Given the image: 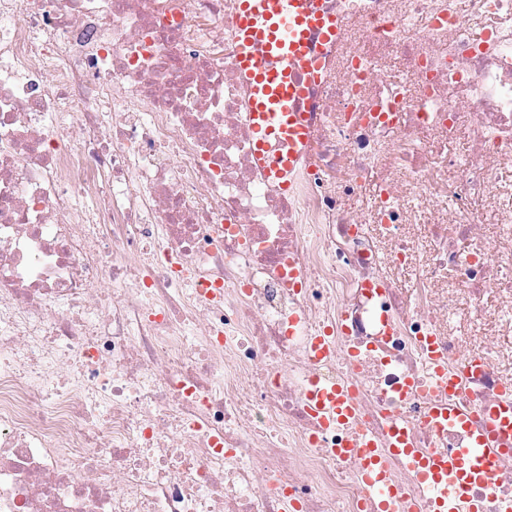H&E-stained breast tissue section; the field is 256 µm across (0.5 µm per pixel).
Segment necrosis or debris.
I'll use <instances>...</instances> for the list:
<instances>
[{
	"instance_id": "1",
	"label": "necrosis or debris",
	"mask_w": 512,
	"mask_h": 512,
	"mask_svg": "<svg viewBox=\"0 0 512 512\" xmlns=\"http://www.w3.org/2000/svg\"><path fill=\"white\" fill-rule=\"evenodd\" d=\"M339 2L287 193L237 0H0V512H366L335 448L393 418L463 447L425 421V345L456 370L475 323L454 400L512 404V0ZM339 383L357 417L322 427ZM389 480L430 512L405 459ZM311 410L319 417L324 427L331 423L352 421L356 417L357 406L351 388L334 385L330 388L315 389L309 396Z\"/></svg>"
}]
</instances>
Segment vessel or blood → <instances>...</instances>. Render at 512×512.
I'll list each match as a JSON object with an SVG mask.
<instances>
[{"label":"vessel or blood","instance_id":"b4317fda","mask_svg":"<svg viewBox=\"0 0 512 512\" xmlns=\"http://www.w3.org/2000/svg\"><path fill=\"white\" fill-rule=\"evenodd\" d=\"M341 10H329L323 0H238L234 16V65L252 92L250 119L254 131V154L259 165L285 190H292L298 162L309 139L306 105L311 87L322 77L324 59L313 53L312 36L335 45L343 28ZM429 358L439 391L454 395L460 377L448 372L442 356ZM312 412L322 425L352 421L357 406L349 387L335 385L311 392ZM491 423L480 425L473 414L453 406L434 403L427 423L442 430L462 425L470 437L466 447L445 454L424 455L416 451L404 428L392 426L388 449L368 438L344 442L339 458L360 456L368 493L375 512H409L407 497L391 495L388 459L404 457L421 483L438 491L435 512H485V503L466 497L476 483L491 482L494 464L503 453L502 439L512 435V406L491 410Z\"/></svg>","mask_w":512,"mask_h":512}]
</instances>
